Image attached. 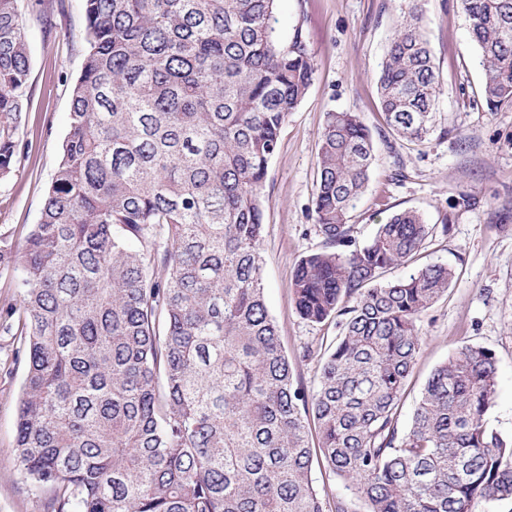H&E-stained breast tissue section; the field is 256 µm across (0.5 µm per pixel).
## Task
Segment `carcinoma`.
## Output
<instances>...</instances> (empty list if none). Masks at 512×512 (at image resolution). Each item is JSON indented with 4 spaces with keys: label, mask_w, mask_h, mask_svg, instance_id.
Instances as JSON below:
<instances>
[{
    "label": "carcinoma",
    "mask_w": 512,
    "mask_h": 512,
    "mask_svg": "<svg viewBox=\"0 0 512 512\" xmlns=\"http://www.w3.org/2000/svg\"><path fill=\"white\" fill-rule=\"evenodd\" d=\"M278 0H84L85 51L40 221L0 314L27 361L17 458L56 512H480L512 504V441L489 427L494 353L465 344L431 373L411 424L417 322L452 269L403 278L433 235L416 209L358 246L351 213L374 161L355 112H328L314 214L323 248L293 275L297 313L341 334L316 389L269 313L262 249L270 161L313 81ZM487 110L512 106V0H460ZM30 72L18 0H0V180L17 153ZM388 131L422 144L442 93L419 7L376 78ZM345 482L329 496L313 462Z\"/></svg>",
    "instance_id": "1"
}]
</instances>
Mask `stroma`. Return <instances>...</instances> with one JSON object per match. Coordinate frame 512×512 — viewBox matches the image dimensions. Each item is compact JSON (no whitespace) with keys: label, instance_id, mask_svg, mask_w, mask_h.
Instances as JSON below:
<instances>
[{"label":"stroma","instance_id":"1","mask_svg":"<svg viewBox=\"0 0 512 512\" xmlns=\"http://www.w3.org/2000/svg\"><path fill=\"white\" fill-rule=\"evenodd\" d=\"M418 4L424 35L444 93L435 130L421 145L383 132L375 77L389 39ZM30 48L19 147L10 176L0 181V232L23 249L38 222L69 125L71 87L84 58V0H19ZM276 28L302 27L315 66L307 94L288 114L280 148L264 185L265 298L281 342L295 359V379L312 391L318 359L298 361L302 347L331 344L335 323L299 318L293 299L298 260L320 249L313 201L318 134L331 111L359 113L373 135L375 160L368 188L352 223L356 244L392 213L419 210L436 231L416 264H444L455 272L448 293L418 323L421 351L402 401L400 425L408 427L415 400L434 368L461 345L494 353L498 384L486 420L512 438V107L488 111L480 67L469 41L468 19L458 0H279ZM450 225L442 233L441 225ZM13 337L0 333V512H52L50 493L34 492L17 461L15 422L24 362Z\"/></svg>","mask_w":512,"mask_h":512}]
</instances>
